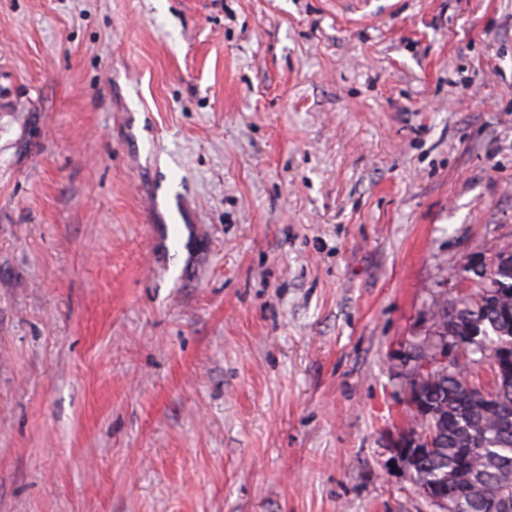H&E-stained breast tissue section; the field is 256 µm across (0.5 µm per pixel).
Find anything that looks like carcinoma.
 Listing matches in <instances>:
<instances>
[{
	"instance_id": "carcinoma-1",
	"label": "carcinoma",
	"mask_w": 512,
	"mask_h": 512,
	"mask_svg": "<svg viewBox=\"0 0 512 512\" xmlns=\"http://www.w3.org/2000/svg\"><path fill=\"white\" fill-rule=\"evenodd\" d=\"M471 271L477 297L436 312L437 335L466 340L458 358L419 378L433 413L420 423L432 440L422 443L416 475L458 512H512V252ZM483 362L493 376L487 388L471 373Z\"/></svg>"
}]
</instances>
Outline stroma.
I'll use <instances>...</instances> for the list:
<instances>
[{
    "instance_id": "1",
    "label": "stroma",
    "mask_w": 512,
    "mask_h": 512,
    "mask_svg": "<svg viewBox=\"0 0 512 512\" xmlns=\"http://www.w3.org/2000/svg\"><path fill=\"white\" fill-rule=\"evenodd\" d=\"M500 251L512 0H0V512H432Z\"/></svg>"
}]
</instances>
